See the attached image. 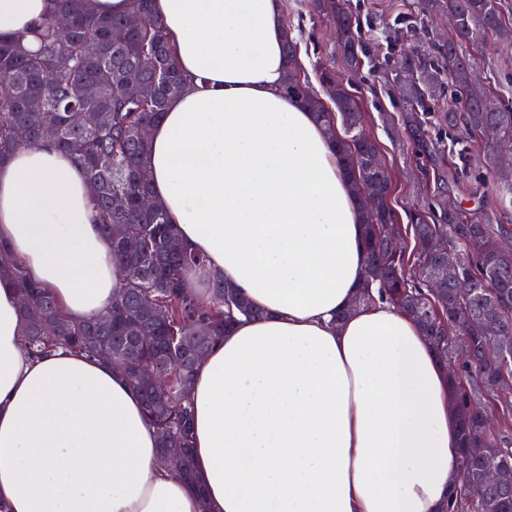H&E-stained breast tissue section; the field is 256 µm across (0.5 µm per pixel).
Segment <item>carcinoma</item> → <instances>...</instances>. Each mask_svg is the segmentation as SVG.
I'll list each match as a JSON object with an SVG mask.
<instances>
[{"mask_svg": "<svg viewBox=\"0 0 512 512\" xmlns=\"http://www.w3.org/2000/svg\"><path fill=\"white\" fill-rule=\"evenodd\" d=\"M82 2L55 0L53 12L36 31L38 46L32 51L0 35V162L23 145L44 140L45 125L56 126L55 145L84 166L100 230L111 240L114 255L121 257V267H130L133 274H125L108 312L78 321L65 316L55 298L26 277L2 241L0 278L15 285L25 347L35 355L61 345L110 361L113 354L125 352L124 324L139 322L143 339L128 355L124 373L156 426L159 448L166 447L171 434L182 439L179 475L193 483L188 391L196 366L224 337L236 314L254 318L259 312L218 276L213 278L210 302L199 305L184 290V276L202 266L203 257L170 247V242L178 241L177 227L168 222L161 205L154 202L149 211L137 206L138 199L149 194L145 159L150 143L137 138L135 130L158 122L168 100L181 93L187 80L163 22L153 11V0H131V13L140 16L133 30L126 29L129 15H93ZM312 7L321 21L336 28L344 66L355 68L362 33L346 0H313ZM422 9L428 15L446 12L455 24L450 39L432 44L440 62L427 66L419 53L410 52L398 63L397 70L416 74L400 89L411 106L410 139L420 152L430 153L427 130L413 112L448 79L458 99L440 113V121L461 129L487 148V158L492 159L498 148L512 143V109L491 93L471 98L463 94L474 61L463 54L462 46L488 36L512 45V23H506L501 0H422ZM59 16L69 20L64 32L56 26ZM299 46V38L287 34L281 91L314 112L329 132L341 120L343 134L334 141L354 172V191L373 199L364 209L366 286L378 285L381 297L421 325L434 353L447 355L458 366L452 385L462 452L456 493L446 512H512V484H478L480 471L488 465L512 471V386L499 383L502 374L512 377V359L505 365L499 361L500 338L512 337V247L504 243L501 227L444 205L441 224L430 223L423 210L413 211V249L393 252L390 237L396 215L381 197L382 176L370 168L373 141L356 128L359 98L336 67L324 64L316 68L317 81L336 86V97L327 104L314 96ZM21 126L27 129L24 141L14 136V129ZM489 175L499 203H511L512 170L492 166ZM114 195L128 200L124 210L112 209ZM436 233L461 254L460 272L473 281L465 295L454 283L445 282L448 310L441 312L428 298L433 287L428 274L439 265L428 248ZM155 307L165 310L175 338H168L153 319ZM463 342L470 345L466 354L459 353ZM149 367L165 376L164 386L140 381ZM488 410L499 417L498 427L489 432L481 427Z\"/></svg>", "mask_w": 512, "mask_h": 512, "instance_id": "carcinoma-1", "label": "carcinoma"}]
</instances>
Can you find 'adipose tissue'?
Returning a JSON list of instances; mask_svg holds the SVG:
<instances>
[{
  "instance_id": "ef3b65f1",
  "label": "adipose tissue",
  "mask_w": 512,
  "mask_h": 512,
  "mask_svg": "<svg viewBox=\"0 0 512 512\" xmlns=\"http://www.w3.org/2000/svg\"><path fill=\"white\" fill-rule=\"evenodd\" d=\"M54 0H0L24 36ZM191 84L150 130L151 198L260 319L236 323L190 388L196 495L156 462L140 396L98 358L23 345L0 278V505L6 512H441L461 452L448 370L365 280L363 205L336 145L281 92L282 0H153ZM0 240L64 313L107 312L124 272L85 170L49 141L0 164Z\"/></svg>"
}]
</instances>
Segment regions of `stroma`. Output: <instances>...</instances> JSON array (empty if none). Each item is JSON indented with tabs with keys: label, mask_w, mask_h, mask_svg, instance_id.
Segmentation results:
<instances>
[{
	"label": "stroma",
	"mask_w": 512,
	"mask_h": 512,
	"mask_svg": "<svg viewBox=\"0 0 512 512\" xmlns=\"http://www.w3.org/2000/svg\"><path fill=\"white\" fill-rule=\"evenodd\" d=\"M362 32L360 70L348 79L358 89L365 113V128L377 143L393 179L391 204L400 223H407L409 210L428 207L429 162L405 135L406 105L389 89L398 61L410 48L429 49V32L423 22L419 0H350ZM283 9L293 29L302 30L301 59L305 68L318 62L339 60L336 41L326 26H315L310 0H283ZM478 72L497 91L505 106L512 107V50L497 48L492 40L467 46ZM431 135L447 159L448 175L441 189L450 206H456L501 225L512 241V206L495 203L489 171L478 157L482 150L460 133L432 124Z\"/></svg>",
	"instance_id": "1"
}]
</instances>
